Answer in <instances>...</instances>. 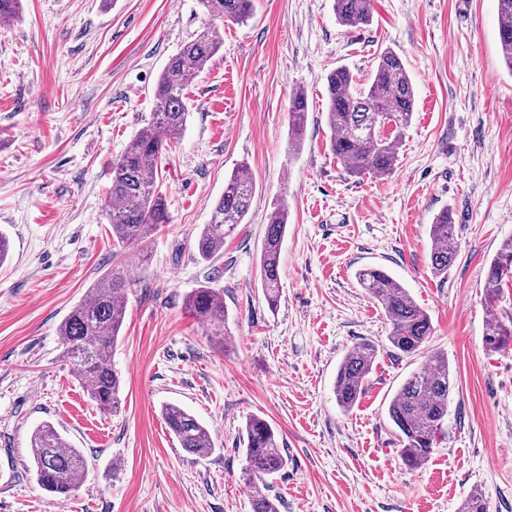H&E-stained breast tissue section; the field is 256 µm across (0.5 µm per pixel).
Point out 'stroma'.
<instances>
[{"label": "stroma", "instance_id": "1", "mask_svg": "<svg viewBox=\"0 0 512 512\" xmlns=\"http://www.w3.org/2000/svg\"><path fill=\"white\" fill-rule=\"evenodd\" d=\"M211 22L199 0H23L0 25V512H250L242 478L247 417L277 432L288 467L270 489L280 512H457L481 491L512 512V351H486L485 273L512 236V72L496 0H373L348 30L333 0H255L220 23L223 46L186 92L189 117L157 179L170 222L145 248H121L103 208L113 161L149 122L169 58ZM415 86L414 119L392 172L349 176L329 151L323 98L336 67L367 78L383 50ZM308 98L288 148L293 91ZM247 165L256 191L244 224L205 263L195 239L224 181ZM288 203L280 300L259 281L268 216ZM450 210L457 257L435 277L428 230ZM384 268L429 314L430 351L455 387L445 438L407 471L386 408L424 355L386 350L384 312L356 280ZM134 286L112 363L122 404H92L58 328L111 269ZM223 289L225 343L186 303ZM382 350L351 411L333 385L346 351ZM173 403L209 428L188 455L161 415ZM53 425L88 461L67 502L38 483L33 430Z\"/></svg>", "mask_w": 512, "mask_h": 512}]
</instances>
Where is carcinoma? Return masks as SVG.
<instances>
[{"mask_svg": "<svg viewBox=\"0 0 512 512\" xmlns=\"http://www.w3.org/2000/svg\"><path fill=\"white\" fill-rule=\"evenodd\" d=\"M208 14L219 20L244 22L254 11V0H200ZM498 2V40L502 59L512 72V0ZM336 21L357 28L371 21L372 0H334ZM222 39L211 25L172 56L162 71L155 91V109L147 126L112 164L106 202V219L112 241L120 247H137L169 223L165 195L156 173L163 151L180 138L189 115L184 92L195 77L212 62ZM415 88L401 57L382 51L371 76L364 83L338 67L326 78L325 114L332 135L330 152L353 177L393 170L404 132L414 115ZM288 145L300 148L308 105L302 91L289 102ZM256 186L243 165L224 181V192L214 202L209 223L196 238L199 258L209 262L224 252V238L244 223ZM288 226V203L283 200L270 213L261 247L260 285L270 307L278 305L283 237ZM430 261L434 275L444 277L456 256L455 224L448 211L430 224ZM512 280V237L503 241L485 275V305L490 318L483 331V344L490 352L512 349V316L497 314L503 288ZM358 284L382 307L387 318V341L399 355L413 356L427 348L432 325L430 316L411 293L389 273L377 267L357 272ZM134 281L121 270L104 276L69 312L59 326L65 353L86 385L90 401L103 411L120 408L121 377L112 365L127 306V291ZM189 308L207 335L224 342V291L208 284L195 289L187 299ZM379 356L378 346L363 340L354 344L340 362L334 384L337 404L351 410L361 399L365 384ZM454 379L448 356L433 352L410 373L388 403V419L400 435L403 465H424L444 433ZM164 421L180 448L196 457L207 456L214 447L209 429L184 408L167 404ZM243 478L251 485L252 512H279L278 500L268 494V480L288 467L272 426L251 415L244 427ZM30 451L39 484L58 501L67 500L85 477L87 460L51 425L37 428L30 438ZM459 512H488L483 495L472 492Z\"/></svg>", "mask_w": 512, "mask_h": 512, "instance_id": "carcinoma-1", "label": "carcinoma"}]
</instances>
